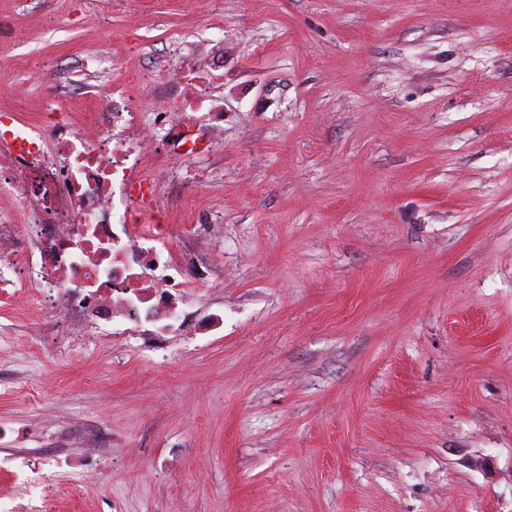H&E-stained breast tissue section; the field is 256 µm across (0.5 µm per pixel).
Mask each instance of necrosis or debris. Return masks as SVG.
Wrapping results in <instances>:
<instances>
[{
	"label": "necrosis or debris",
	"instance_id": "1",
	"mask_svg": "<svg viewBox=\"0 0 512 512\" xmlns=\"http://www.w3.org/2000/svg\"><path fill=\"white\" fill-rule=\"evenodd\" d=\"M224 58L175 54L154 70L126 69L93 111L74 116L63 97L44 104L34 152L0 143V302L36 290L56 321L174 317V291L190 297L182 248L170 240L167 192L188 183L201 145L224 128L215 93Z\"/></svg>",
	"mask_w": 512,
	"mask_h": 512
}]
</instances>
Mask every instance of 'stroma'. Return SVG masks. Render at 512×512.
I'll return each mask as SVG.
<instances>
[{
  "label": "stroma",
  "mask_w": 512,
  "mask_h": 512,
  "mask_svg": "<svg viewBox=\"0 0 512 512\" xmlns=\"http://www.w3.org/2000/svg\"><path fill=\"white\" fill-rule=\"evenodd\" d=\"M200 35L224 135L169 215L203 237L193 297L77 341L0 305V485L51 512H512V0H0V110L88 111L119 74L87 54L146 70Z\"/></svg>",
  "instance_id": "obj_1"
}]
</instances>
